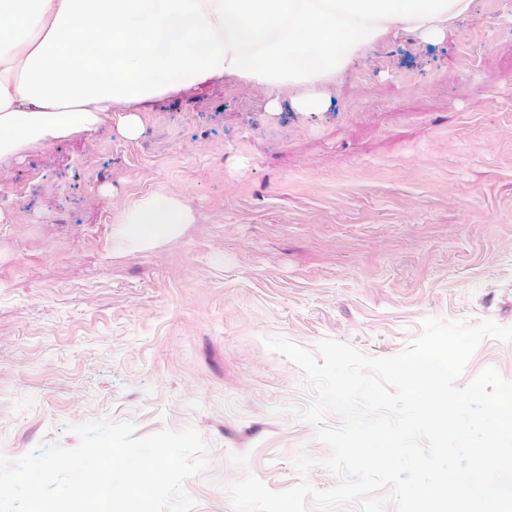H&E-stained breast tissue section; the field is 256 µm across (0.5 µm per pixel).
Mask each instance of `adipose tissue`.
<instances>
[{
	"mask_svg": "<svg viewBox=\"0 0 512 512\" xmlns=\"http://www.w3.org/2000/svg\"><path fill=\"white\" fill-rule=\"evenodd\" d=\"M473 0H0V164L95 132L111 115L141 135L143 106L213 81L292 90L299 112L328 94L375 45L444 41ZM149 245L193 214L174 194H146L115 217Z\"/></svg>",
	"mask_w": 512,
	"mask_h": 512,
	"instance_id": "1",
	"label": "adipose tissue"
}]
</instances>
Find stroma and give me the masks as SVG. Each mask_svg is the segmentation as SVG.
Returning a JSON list of instances; mask_svg holds the SVG:
<instances>
[{"label": "stroma", "instance_id": "stroma-1", "mask_svg": "<svg viewBox=\"0 0 512 512\" xmlns=\"http://www.w3.org/2000/svg\"><path fill=\"white\" fill-rule=\"evenodd\" d=\"M328 111L266 109L225 82L150 102L0 166V456L72 449L71 426L194 427V512H231L246 474L297 485L326 459L296 409L301 370L271 352L325 338L392 356L428 317L512 326V0H473L448 38L377 45ZM175 193L194 221L142 246L113 216ZM512 381V342L483 341Z\"/></svg>", "mask_w": 512, "mask_h": 512}]
</instances>
